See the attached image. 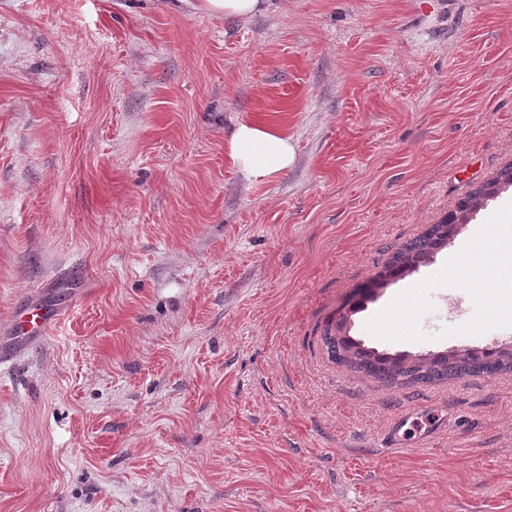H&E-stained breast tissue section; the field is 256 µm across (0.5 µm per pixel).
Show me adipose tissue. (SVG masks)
I'll use <instances>...</instances> for the list:
<instances>
[{
  "mask_svg": "<svg viewBox=\"0 0 512 512\" xmlns=\"http://www.w3.org/2000/svg\"><path fill=\"white\" fill-rule=\"evenodd\" d=\"M227 155L236 170L249 181H266L288 170L294 149L279 129L242 123L227 142Z\"/></svg>",
  "mask_w": 512,
  "mask_h": 512,
  "instance_id": "obj_1",
  "label": "adipose tissue"
}]
</instances>
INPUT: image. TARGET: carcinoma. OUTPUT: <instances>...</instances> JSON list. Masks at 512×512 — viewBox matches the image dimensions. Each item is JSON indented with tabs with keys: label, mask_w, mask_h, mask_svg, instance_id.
<instances>
[{
	"label": "carcinoma",
	"mask_w": 512,
	"mask_h": 512,
	"mask_svg": "<svg viewBox=\"0 0 512 512\" xmlns=\"http://www.w3.org/2000/svg\"><path fill=\"white\" fill-rule=\"evenodd\" d=\"M512 184V164L505 166L486 182L459 201L453 219H442L421 236L404 244L392 255L385 276L394 278L416 267L428 256L448 244L456 226L467 221V215L478 210L484 201L497 193V186ZM344 322L326 331L324 343L336 363L362 370L391 385L436 383L465 375L493 373L512 369V350L498 352L468 351L464 354H438L432 358L410 360L404 354L389 355L368 350L353 338L342 334Z\"/></svg>",
	"instance_id": "carcinoma-1"
}]
</instances>
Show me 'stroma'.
<instances>
[{
    "label": "stroma",
    "mask_w": 512,
    "mask_h": 512,
    "mask_svg": "<svg viewBox=\"0 0 512 512\" xmlns=\"http://www.w3.org/2000/svg\"><path fill=\"white\" fill-rule=\"evenodd\" d=\"M0 0V512H512V370L387 385L323 336L387 354L512 349L484 225L404 277L402 244L512 163V0ZM282 130L294 163L245 181L226 141ZM490 285L504 328L383 340L387 308ZM447 406L401 455L394 416ZM269 0H198L191 6L211 15L250 18L267 10ZM57 312L40 303H32L21 309L12 322L15 340L14 350L6 352L0 349V364L13 359L26 344L41 339L51 323L56 319Z\"/></svg>",
    "instance_id": "stroma-1"
}]
</instances>
